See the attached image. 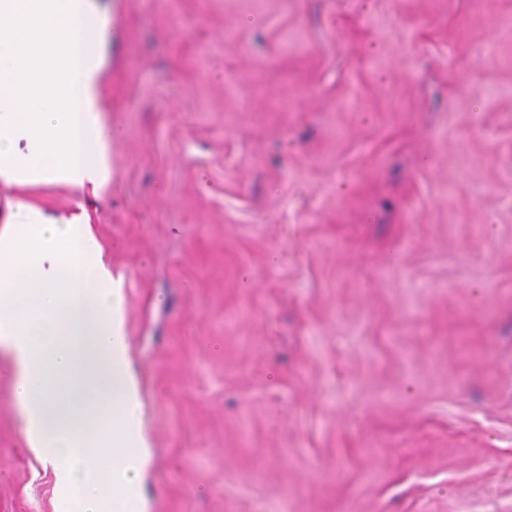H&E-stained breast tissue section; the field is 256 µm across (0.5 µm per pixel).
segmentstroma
<instances>
[{
	"instance_id": "35a3bbf8",
	"label": "stroma",
	"mask_w": 512,
	"mask_h": 512,
	"mask_svg": "<svg viewBox=\"0 0 512 512\" xmlns=\"http://www.w3.org/2000/svg\"><path fill=\"white\" fill-rule=\"evenodd\" d=\"M106 6L138 512H512V0ZM11 365L0 512H55Z\"/></svg>"
}]
</instances>
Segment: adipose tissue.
Instances as JSON below:
<instances>
[{
	"instance_id": "ef3b65f1",
	"label": "adipose tissue",
	"mask_w": 512,
	"mask_h": 512,
	"mask_svg": "<svg viewBox=\"0 0 512 512\" xmlns=\"http://www.w3.org/2000/svg\"><path fill=\"white\" fill-rule=\"evenodd\" d=\"M119 38L101 0H0V183L80 194L64 215L23 197L0 214V346L58 512H135L140 494L144 417L123 296L82 197L112 178L99 78Z\"/></svg>"
}]
</instances>
